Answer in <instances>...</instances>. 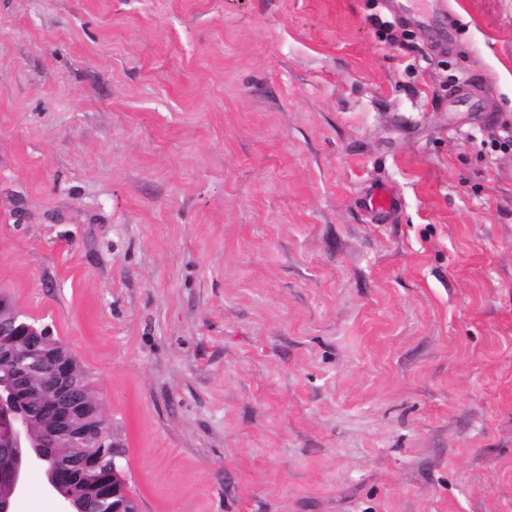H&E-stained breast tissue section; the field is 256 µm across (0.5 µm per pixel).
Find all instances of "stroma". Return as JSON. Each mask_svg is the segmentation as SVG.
Returning <instances> with one entry per match:
<instances>
[{"instance_id":"1","label":"stroma","mask_w":512,"mask_h":512,"mask_svg":"<svg viewBox=\"0 0 512 512\" xmlns=\"http://www.w3.org/2000/svg\"><path fill=\"white\" fill-rule=\"evenodd\" d=\"M448 5L0 0V294L139 512H512V0ZM410 2L412 4L409 14L418 26L425 27L428 16L437 10L447 13L448 24L451 22V12L448 10L446 0H411ZM368 204L378 214L388 216L398 208L399 200L384 186H377L372 190Z\"/></svg>"}]
</instances>
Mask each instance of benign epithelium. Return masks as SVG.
Returning a JSON list of instances; mask_svg holds the SVG:
<instances>
[{
	"instance_id": "obj_1",
	"label": "benign epithelium",
	"mask_w": 512,
	"mask_h": 512,
	"mask_svg": "<svg viewBox=\"0 0 512 512\" xmlns=\"http://www.w3.org/2000/svg\"><path fill=\"white\" fill-rule=\"evenodd\" d=\"M45 335V326L28 320L17 307H0V344L4 345L14 370L12 382L0 386V445L13 453L6 471L9 494L0 497V512H13V501L24 490L26 477L32 470L46 473L45 490L55 501L56 512H79L74 498L60 490L52 475V460L33 434L28 417L18 407V393L27 390L48 396L57 408L58 418L47 438L72 445L84 456L102 452L104 444L100 435L112 433L107 419L77 383L73 360L48 354L37 340L28 345L20 340L22 336ZM80 412L92 418L95 425L88 429L74 428L71 418Z\"/></svg>"
}]
</instances>
